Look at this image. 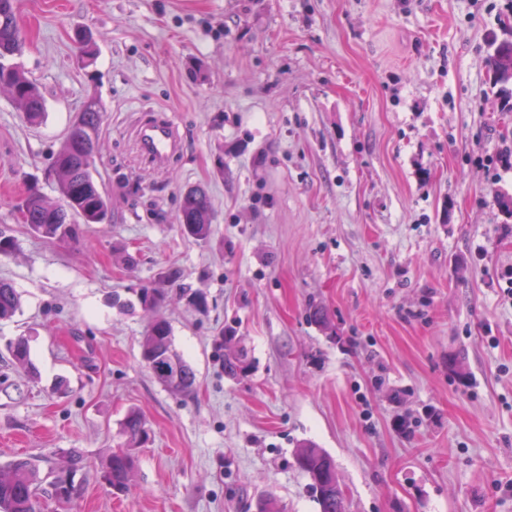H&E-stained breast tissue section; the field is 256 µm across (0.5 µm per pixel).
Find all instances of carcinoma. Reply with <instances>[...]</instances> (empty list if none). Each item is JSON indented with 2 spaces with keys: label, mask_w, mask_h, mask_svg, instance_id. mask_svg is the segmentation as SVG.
I'll return each instance as SVG.
<instances>
[{
  "label": "carcinoma",
  "mask_w": 512,
  "mask_h": 512,
  "mask_svg": "<svg viewBox=\"0 0 512 512\" xmlns=\"http://www.w3.org/2000/svg\"><path fill=\"white\" fill-rule=\"evenodd\" d=\"M23 38L17 19L16 0H0V86L13 90L15 109L25 114L32 123L45 117V102L36 84L22 67L6 59L20 52ZM490 65L495 81H512V52L505 54L496 48ZM100 99H88L70 124L67 136L54 160L57 171L59 199L66 202L64 210H57L53 202L32 190L22 200L20 212L29 230L43 238L60 242L74 240L79 234L76 220L84 224H102L108 219L109 203L105 190L94 179L92 170L84 167L85 153L98 143L101 112ZM213 213L206 191L200 187L187 190L182 197L179 221L183 233L204 241L211 231ZM177 285L187 295L189 303L197 308L204 305L199 292L190 291L182 283V274L176 269L160 273L158 281L136 291L143 311L152 316L141 341L142 360L153 378L172 393L188 396L194 392L196 374L172 347V329L169 322L158 315L167 297L168 287ZM20 308V296L13 286L0 281V320L12 317ZM217 350L223 352L224 373L237 378L248 376L251 364L232 330H220L215 339ZM12 364L36 375L31 359L29 338L20 336L8 345ZM121 435L125 441L104 458L103 468L113 492L130 491L129 474L137 463L135 449L150 441V432L142 414L129 410L122 423ZM296 466L309 479L308 488L315 494L320 512H346L345 496L336 487V467L332 458L316 444L300 446ZM39 469L31 459L16 457L0 465V512H40Z\"/></svg>",
  "instance_id": "carcinoma-1"
}]
</instances>
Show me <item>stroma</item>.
Here are the masks:
<instances>
[{
    "label": "stroma",
    "mask_w": 512,
    "mask_h": 512,
    "mask_svg": "<svg viewBox=\"0 0 512 512\" xmlns=\"http://www.w3.org/2000/svg\"><path fill=\"white\" fill-rule=\"evenodd\" d=\"M17 17L46 116L0 90V280L21 297L0 321V464L84 457L44 512H254L265 494L319 512L307 441L348 512H512V105L488 66L512 0H17ZM92 96L112 221L35 236L17 206L32 185L56 198L51 164ZM156 119L180 140L162 171L135 138ZM196 185L204 242L178 220ZM171 267L207 304L160 310L189 396L144 366L141 309L112 305ZM228 327L252 363L238 380L214 356ZM22 335L32 379L9 364ZM131 409L151 440L118 496L101 466ZM213 213L209 197L203 188L187 190L182 197L179 221L187 237L204 241L211 231ZM296 466L309 479L308 488L315 494L320 512H346L345 496L336 488V467L332 458L316 444L300 446Z\"/></svg>",
    "instance_id": "stroma-1"
}]
</instances>
